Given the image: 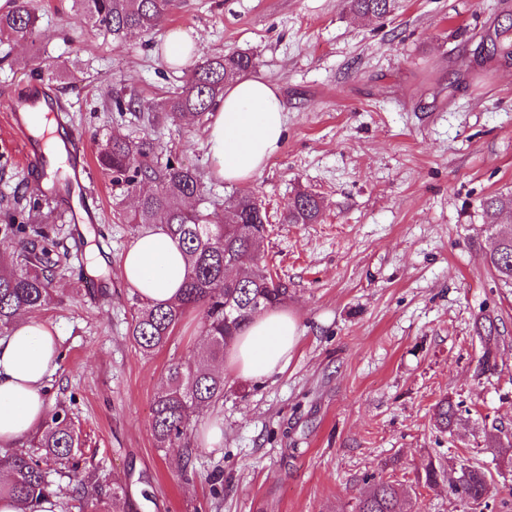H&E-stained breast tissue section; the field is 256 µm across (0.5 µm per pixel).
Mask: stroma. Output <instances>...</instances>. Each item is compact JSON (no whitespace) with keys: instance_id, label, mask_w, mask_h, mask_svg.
<instances>
[{"instance_id":"obj_1","label":"stroma","mask_w":512,"mask_h":512,"mask_svg":"<svg viewBox=\"0 0 512 512\" xmlns=\"http://www.w3.org/2000/svg\"><path fill=\"white\" fill-rule=\"evenodd\" d=\"M36 5L33 41H0V215L36 195L7 111L38 56L87 148L146 135L197 167L213 200L242 188L262 203L260 255L287 281L299 328L283 370L227 379L223 405L195 417L198 428L220 418L224 443L181 470L179 449L156 446L152 403L169 364L201 352L202 324L186 314L153 355L135 347L121 274L134 198L96 174L103 221L77 253L69 232L53 235L56 302L39 314L60 336L46 397L81 438L76 470L46 465L57 512H89L80 479L107 496L121 483L116 512H355L373 475L399 485L400 512H471L447 485L466 460L490 472L486 512L512 503V448L487 445L493 429L512 433V288L494 280L479 210L512 191V58L482 49L512 0H400L371 21L342 0H174L157 30L121 39L75 0ZM173 29L197 62L253 53L278 90L282 144L244 186L212 175L206 125L147 128L113 106L117 94L153 102L182 86L163 60ZM300 188L321 197L320 223L284 222ZM484 316L498 327L497 370L479 378ZM445 396L463 404L449 435L432 422ZM433 456L446 480L428 489L416 477Z\"/></svg>"}]
</instances>
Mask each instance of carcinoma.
<instances>
[{"mask_svg": "<svg viewBox=\"0 0 512 512\" xmlns=\"http://www.w3.org/2000/svg\"><path fill=\"white\" fill-rule=\"evenodd\" d=\"M355 16L383 19L398 8V0H343ZM76 4L96 26L104 27L115 37L132 32H151L168 16L171 0H76ZM38 17L32 0H15L14 8L0 13V39L15 42L32 39ZM258 61L247 52H231L208 58L191 66L181 90L160 102L144 104L136 98L127 105L135 112L148 113V123L161 120L181 122L204 118L213 102L223 93L224 85L255 71ZM152 139L114 138L98 147L96 160L112 183L122 185L137 196L135 210L126 220L138 228L162 225L183 249L187 269L180 298L175 303L153 305L135 297L138 307L132 317L129 336L144 354L163 347L184 316L195 311L201 315L206 354L187 362H175L167 370L166 385L156 394L152 408V430L157 447L179 448L191 461L188 430L194 414L224 400V375L212 369V363L224 358V351L256 315L288 301V285L275 281L273 274L258 262L260 244L266 232V213L248 192H239L224 208V214L212 215L202 210L190 211L184 202L196 198L202 204H214L198 169L170 158L161 160ZM482 217L489 232L487 254L495 278L512 285V228L500 222L503 212L512 211V194H493L480 201ZM321 213L319 197L299 191L293 197L285 222L315 224ZM55 209L36 207L28 223L0 224V253L16 254L11 262H0V334L9 332L16 316L46 309L54 300L51 288L55 263L43 240L49 224L55 222ZM493 321L478 330L483 351L475 371L482 376L497 369L492 343L497 340ZM462 402L449 397L434 406L433 419L441 432H449L457 419ZM47 459L64 460L81 446L71 427L66 410L58 408L29 440ZM0 470L9 475L0 484L19 504L21 512H39L50 500L51 481L41 461L33 454L16 449L0 456ZM489 470L482 466L463 465L450 493L462 501L481 505L489 492ZM443 476L442 466L430 462L423 485L432 489ZM76 491L91 512H107L102 505V490L78 485ZM398 488L390 481H374L372 491L358 504L357 512H399Z\"/></svg>", "mask_w": 512, "mask_h": 512, "instance_id": "cac0c4a2", "label": "carcinoma"}]
</instances>
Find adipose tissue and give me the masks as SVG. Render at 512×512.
I'll use <instances>...</instances> for the list:
<instances>
[{
  "label": "adipose tissue",
  "instance_id": "obj_1",
  "mask_svg": "<svg viewBox=\"0 0 512 512\" xmlns=\"http://www.w3.org/2000/svg\"><path fill=\"white\" fill-rule=\"evenodd\" d=\"M286 115L274 86L257 76L228 84L212 109L208 144L213 174L246 183L259 174L282 141ZM125 282L154 303L175 301L185 277L178 243L162 229L141 233L126 250ZM58 333L50 323L23 317L0 336V452L18 448L48 418L44 384L55 371ZM298 340V324L275 309L255 318L233 344L227 375L260 380L281 370Z\"/></svg>",
  "mask_w": 512,
  "mask_h": 512
}]
</instances>
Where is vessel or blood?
Returning <instances> with one entry per match:
<instances>
[{
    "mask_svg": "<svg viewBox=\"0 0 512 512\" xmlns=\"http://www.w3.org/2000/svg\"><path fill=\"white\" fill-rule=\"evenodd\" d=\"M49 85L43 77H32L27 91L12 99L8 109V123L20 142L23 160L32 169L40 192L49 198L67 195L76 198L70 213L74 224H97L101 221V208L92 185L91 163L81 137L75 130L65 134L63 155L66 168L61 176H49L50 161L29 132V122L38 112H59L62 103L48 93Z\"/></svg>",
    "mask_w": 512,
    "mask_h": 512,
    "instance_id": "obj_1",
    "label": "vessel or blood"
}]
</instances>
